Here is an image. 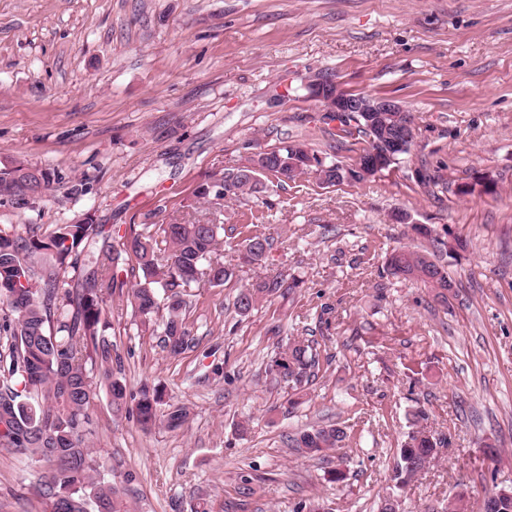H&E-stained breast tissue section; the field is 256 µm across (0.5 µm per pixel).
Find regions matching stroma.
<instances>
[{
    "instance_id": "1",
    "label": "stroma",
    "mask_w": 512,
    "mask_h": 512,
    "mask_svg": "<svg viewBox=\"0 0 512 512\" xmlns=\"http://www.w3.org/2000/svg\"><path fill=\"white\" fill-rule=\"evenodd\" d=\"M392 98L416 139L399 166L361 183L315 180L214 209L195 188L283 141L334 151L307 81ZM18 162L66 176L35 207L0 205V229L53 230L92 217L123 229L180 218L254 224L273 236L263 261L224 248L233 278L190 289L196 349L172 358L161 316L142 323L112 296V340L134 392L161 385L186 407L178 429L142 431L100 397L94 453L133 476L131 512H468L512 490V0H0V169ZM446 183L429 192L419 169ZM489 174L495 192H457ZM90 178V190L72 184ZM404 210L410 224L392 214ZM457 246L447 302L384 270L392 249L418 245L412 224ZM299 288L236 314L238 288L257 277ZM314 339L320 371L304 391L267 376L279 343ZM446 435L405 489L393 480L414 407ZM247 423V435L238 432ZM338 423L347 438L316 457L290 448L304 428ZM496 455H489L488 446ZM342 469V482L330 473ZM255 479L248 498L239 475ZM39 470L0 448V512H45Z\"/></svg>"
}]
</instances>
